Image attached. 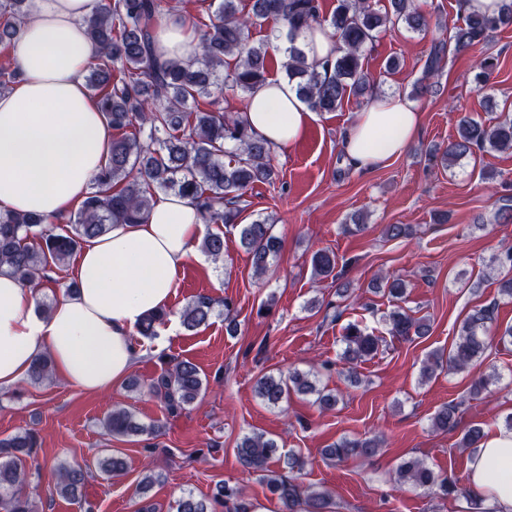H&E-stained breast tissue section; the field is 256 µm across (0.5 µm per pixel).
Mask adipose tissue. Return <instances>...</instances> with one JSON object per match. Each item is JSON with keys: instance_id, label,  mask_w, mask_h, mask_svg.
I'll return each instance as SVG.
<instances>
[{"instance_id": "ef3b65f1", "label": "adipose tissue", "mask_w": 512, "mask_h": 512, "mask_svg": "<svg viewBox=\"0 0 512 512\" xmlns=\"http://www.w3.org/2000/svg\"><path fill=\"white\" fill-rule=\"evenodd\" d=\"M101 0H26V23L13 49L23 76L0 94V211L39 213L66 222L105 165L112 141L81 75L95 53L88 20ZM198 38L184 15L158 25L162 58L187 59ZM312 114L294 86L271 78L251 96V130L277 147L295 143ZM422 120L398 93L375 98L344 133L343 148L365 173L405 153ZM203 224L190 198L156 196L140 224H115L86 240L72 268L78 284L58 296L49 316L37 293L0 271V389L28 376L42 353L55 376L97 395L122 384L143 355L131 332L147 314L167 309L177 276L194 255ZM468 481L485 512H512V431L499 429L473 455Z\"/></svg>"}]
</instances>
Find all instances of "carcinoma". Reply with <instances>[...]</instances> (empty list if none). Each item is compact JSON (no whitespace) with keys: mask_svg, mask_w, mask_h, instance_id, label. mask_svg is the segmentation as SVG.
<instances>
[{"mask_svg":"<svg viewBox=\"0 0 512 512\" xmlns=\"http://www.w3.org/2000/svg\"><path fill=\"white\" fill-rule=\"evenodd\" d=\"M329 15L320 11L318 0H213L215 9L208 21L196 19L203 30L199 51L188 59L159 61L153 55L155 28L168 12L164 0H103L98 12L87 22V36L95 55L87 63L85 81L91 96L108 124L122 136L112 140L106 166L93 178L91 191L70 216L62 233L54 232L52 221L39 215L0 212V269H6L32 288H45L48 271L64 265L88 239L106 234L114 224H138L149 211L155 192L188 197L195 203L206 224H222L237 230V242L249 255L254 274L262 277L277 259L281 241L273 233L267 217L248 224L239 222L246 209L245 194L258 183L272 184L279 179L273 164L275 147L256 137L248 122L247 105L251 94L268 79L269 50L282 49L283 75L295 85L299 96L316 113L334 112L350 94L373 93L374 83L362 66L364 47L382 32L399 25L412 31L428 28L427 15L414 0H389L381 9L377 0H336ZM25 0H0V45L17 39L25 16ZM512 24V5L497 14L466 10V0H458L457 18L430 47L422 79L411 90L414 97L433 91L430 80L440 76L448 52L464 53L489 40L497 30ZM269 27L264 41L251 38L252 29ZM319 26L334 34L341 50L334 58L308 59L297 40L301 31ZM21 77L15 66L0 67V92L9 90ZM231 95L240 107L226 111L222 98ZM208 100V109L195 106ZM478 149L512 150V119L486 124L463 115L458 120V139L442 153L445 160H457ZM38 236L36 247L27 245L28 234ZM201 249L214 260L223 259L228 249L224 232L204 236ZM501 294L512 297V247L506 246L497 258ZM314 277H336V254L316 252L311 258ZM377 289L393 302L401 301L406 284L398 278L379 277ZM215 313V300L207 295L193 299L181 313V323L189 331L208 324ZM167 313H151L137 329L142 336L154 334L155 324ZM493 310L480 307L464 320L448 353L436 352L423 363L421 380L428 381L437 371L467 370L488 348V323ZM388 334L412 340L428 335L430 324L417 319L399 305L385 317ZM341 360L352 378L358 363L373 355L379 337L358 324L344 328ZM53 378L49 354L36 356L28 379L34 384ZM205 377L189 360L175 361L151 384L150 390L165 411L178 415L199 398ZM313 395L322 412L335 410L337 397L317 387L312 369L288 371L286 375H262L255 383L256 396L269 408H279L291 394ZM460 404L442 405L431 418V427L448 431L458 427ZM111 436H139L160 433V427L144 429L123 408H115L104 419ZM484 437L479 425L468 427L461 446L476 452ZM38 447L35 432L26 430L0 438V512H32L24 488L30 474L24 458ZM382 447L379 436H343L323 449L333 464L350 458L372 460ZM238 463L257 474L280 512H333L329 491L306 487L299 481L305 460L299 454L280 453L278 441L260 432L244 435L235 448ZM288 474L274 469L278 464ZM84 466L62 464L57 468L55 493L76 497L85 484ZM399 486L423 488L443 496L459 492L456 481L435 472L418 458L404 459L395 471ZM176 512H252L242 491L224 482L214 485L208 497L189 493L176 504Z\"/></svg>","mask_w":512,"mask_h":512,"instance_id":"obj_1","label":"carcinoma"}]
</instances>
